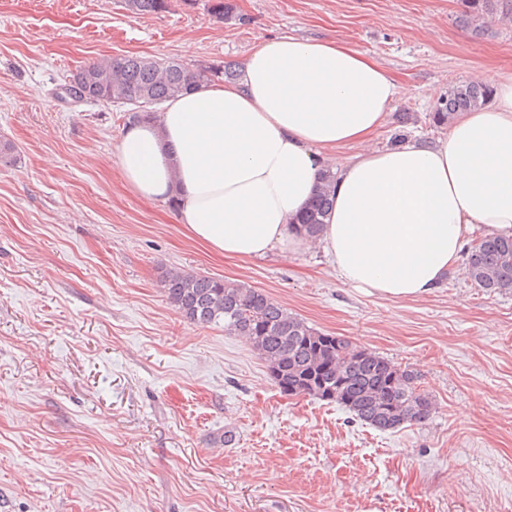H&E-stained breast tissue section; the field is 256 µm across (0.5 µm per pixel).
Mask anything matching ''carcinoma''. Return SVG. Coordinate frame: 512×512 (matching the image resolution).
<instances>
[{
	"instance_id": "1",
	"label": "carcinoma",
	"mask_w": 512,
	"mask_h": 512,
	"mask_svg": "<svg viewBox=\"0 0 512 512\" xmlns=\"http://www.w3.org/2000/svg\"><path fill=\"white\" fill-rule=\"evenodd\" d=\"M460 21L481 35L487 25L512 23V0H460ZM134 15H158L169 9V0H125ZM208 12L227 21L234 7L226 0H208ZM162 71L133 55L112 56L81 66L72 75L78 99L139 105L124 114L126 123L151 121L153 105L195 86L232 79L236 73L221 64L188 68L174 60L160 63ZM492 90L475 82L453 84L439 98L431 119L446 125L461 112L484 106ZM332 170L305 212L297 229L314 239L324 224L331 203ZM466 277L488 293L512 289V237H485L467 252ZM167 299L188 321L202 326L222 325L224 332L244 339L256 351L281 393L327 400L346 409L365 425L390 431L404 424L423 423L432 415L434 401L421 389L420 374L353 344L343 336L322 333L263 291L244 283L169 272L163 277Z\"/></svg>"
}]
</instances>
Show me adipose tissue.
<instances>
[{
    "label": "adipose tissue",
    "instance_id": "adipose-tissue-1",
    "mask_svg": "<svg viewBox=\"0 0 512 512\" xmlns=\"http://www.w3.org/2000/svg\"><path fill=\"white\" fill-rule=\"evenodd\" d=\"M491 105L458 115L429 145L372 140L409 89L349 44L257 36L242 77L166 101L157 121L129 126L117 163L125 183L229 257L318 245L339 281L390 301L431 294L468 232L512 236V75L480 74ZM355 147L335 171L317 240L295 230L328 151Z\"/></svg>",
    "mask_w": 512,
    "mask_h": 512
}]
</instances>
